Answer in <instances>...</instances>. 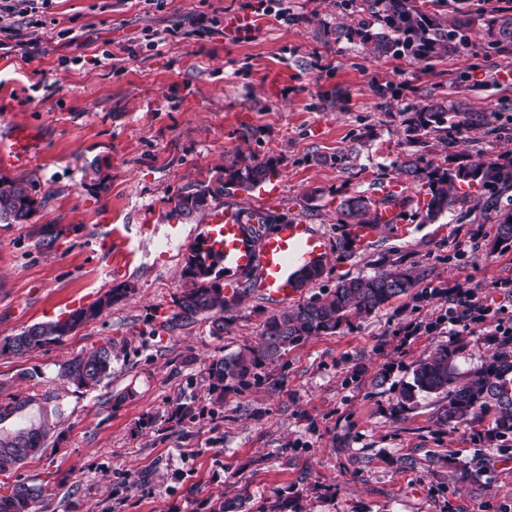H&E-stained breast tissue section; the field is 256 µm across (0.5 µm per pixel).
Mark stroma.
<instances>
[{
  "instance_id": "obj_1",
  "label": "stroma",
  "mask_w": 512,
  "mask_h": 512,
  "mask_svg": "<svg viewBox=\"0 0 512 512\" xmlns=\"http://www.w3.org/2000/svg\"><path fill=\"white\" fill-rule=\"evenodd\" d=\"M262 2L260 25L225 34V19ZM447 3L449 19L468 21L473 51L423 63L375 57L337 37L348 19L336 0H52L24 30L35 49L0 48V136L22 123L41 139L31 164L5 173L30 188L37 209L29 223L0 222V339L72 301L88 306L117 284L130 287L61 342L0 355V406L23 404L0 432L50 428L39 452L0 474L1 495L22 482L42 486L38 512H208L220 497L256 512L278 494L301 496L304 512L512 505V460L491 463L483 486L442 495L425 470L431 454L471 456L495 412L450 428L427 398L394 410L412 364L452 342L444 300L395 299L354 327L310 337L267 381L227 393L220 406L204 394L207 363L253 345L279 304L245 296L221 336L205 316L153 330L185 290L184 258L209 221L205 212L177 216V197L255 159L273 165L275 194L238 192L222 204L283 213L324 235L325 271L306 296L401 258L416 267L419 287L470 292L492 307L485 329H512V245L496 241L512 191L490 208L473 183L465 203L437 221L408 215L352 253L337 248L344 198L377 197L388 183L421 194L398 173L402 161L455 166L512 151V42L489 45L486 0ZM161 33L164 46L149 50ZM437 101L466 109L468 123L450 117L447 139L407 144L406 118ZM93 166L102 186L91 183ZM45 224L61 230L49 247ZM420 322L432 330L406 335ZM110 340L112 374L97 388L60 378L64 362ZM384 369L390 379L375 388ZM183 403L202 408L203 419L172 421ZM148 418L152 429H141ZM363 453L376 460L358 473L350 459ZM388 454L417 464L388 465Z\"/></svg>"
}]
</instances>
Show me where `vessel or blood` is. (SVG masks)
<instances>
[{"instance_id":"obj_1","label":"vessel or blood","mask_w":512,"mask_h":512,"mask_svg":"<svg viewBox=\"0 0 512 512\" xmlns=\"http://www.w3.org/2000/svg\"><path fill=\"white\" fill-rule=\"evenodd\" d=\"M38 141L37 132L30 126L13 125L0 140V168L28 165ZM204 241L223 254L225 296H232L244 285L271 302L300 296L310 286L308 272L323 262L325 254L324 237L302 220L275 225L257 239L241 217L228 209L213 213Z\"/></svg>"}]
</instances>
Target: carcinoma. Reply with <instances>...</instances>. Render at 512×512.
I'll use <instances>...</instances> for the list:
<instances>
[{
	"label": "carcinoma",
	"instance_id": "cac0c4a2",
	"mask_svg": "<svg viewBox=\"0 0 512 512\" xmlns=\"http://www.w3.org/2000/svg\"><path fill=\"white\" fill-rule=\"evenodd\" d=\"M339 6L351 23L338 31L349 39H358L372 54L406 58L425 62L439 51L468 53L466 34L468 22L459 20L453 28L425 8L423 0H340ZM490 35L501 41H512V15L506 13L486 20ZM448 110L430 104L411 113L407 132L412 144L423 136L447 130ZM400 171L427 186L429 200L419 212L423 222L435 221L448 209L465 199L461 184L476 182L488 192L487 205L512 190V153L477 164L454 168L430 164L420 167L415 160L404 161ZM273 174L267 161H256L242 168L224 169V175L200 181L181 193L175 212L191 217L207 209L235 191L263 182ZM395 196L386 195L379 201L366 196H350L340 205L341 223L381 224V212L393 203ZM36 200L24 183L0 177V221L26 224L36 211ZM249 222L271 229L288 220L283 214L263 211L246 212ZM497 240L512 243V213L501 215L497 225ZM186 288L173 301V313L164 317L160 331L172 332L193 324L201 316L211 319V333L224 335L230 312L241 297L229 301L224 297V267L221 253L205 247L199 241L190 249L181 270ZM418 275L413 266L401 258L369 276L346 278L335 287L308 300L271 315L264 323L256 345L239 352L216 358L207 366V399L213 405L224 404V394L242 392L269 378L270 369L288 352L311 336L332 335L354 325L390 303L393 299L413 294L419 302L437 296L448 297L446 288L414 290ZM128 290L121 284L110 290L96 304L73 311L66 319L35 323L20 333L0 341V354L24 355L37 348L58 343L80 326L94 319L99 309L110 305ZM493 350L478 367L459 368L463 346L450 345L416 360L411 367V380L403 383L396 395V407L401 411L414 409L425 397L432 398L437 420L450 427L470 426L493 409L496 426L478 437L480 443L506 442L512 438V334L492 341ZM112 342L78 354L62 367L60 376L79 388L94 389L111 375ZM203 410L192 404L175 407L172 417L177 421H195ZM49 429L32 424L7 435H0V473L14 469L30 453L38 451ZM435 489L443 492L445 481L453 479L463 486H479L490 463L462 461L442 454L429 457ZM42 495V486L19 483L7 495H0V512H35ZM260 512H303L300 498L277 495Z\"/></svg>",
	"mask_w": 512,
	"mask_h": 512
}]
</instances>
